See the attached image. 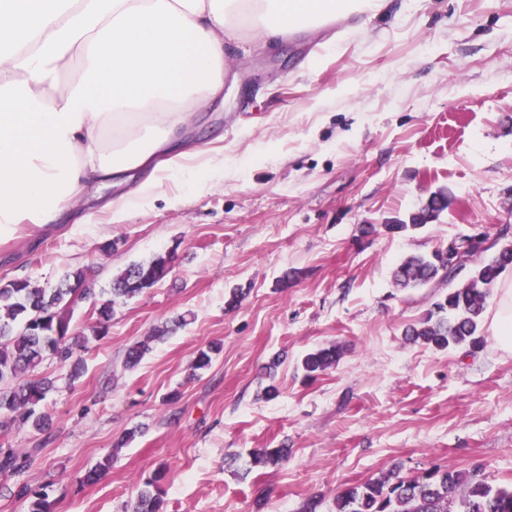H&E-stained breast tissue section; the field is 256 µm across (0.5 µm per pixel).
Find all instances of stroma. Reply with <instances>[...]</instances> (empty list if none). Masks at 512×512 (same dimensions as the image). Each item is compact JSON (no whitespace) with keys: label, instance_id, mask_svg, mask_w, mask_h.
<instances>
[{"label":"stroma","instance_id":"1","mask_svg":"<svg viewBox=\"0 0 512 512\" xmlns=\"http://www.w3.org/2000/svg\"><path fill=\"white\" fill-rule=\"evenodd\" d=\"M202 123L189 136L203 149L206 128L223 133V181L168 183L116 224L83 197L73 222L0 242V281L50 289L81 269L91 288L71 312V335L87 339L79 377L51 358L35 370L55 380L39 407L49 430L0 432V448L35 451L23 473L0 476V512H29L23 484L55 512H127L161 467L167 512H297L315 495L335 512L340 486L435 465L481 464L511 484L512 354L489 335L474 351L407 343L437 291L398 288L392 273L512 227V0H389L362 29L341 20L329 34L228 46L224 105ZM442 188L455 200L436 221L387 231ZM169 251L168 277L115 303L97 336L113 278ZM165 324L166 339L125 367ZM213 341L222 352L192 371ZM332 343L339 363L305 379L302 356ZM278 354L269 398L263 367ZM282 447L278 465H253V449ZM168 332L169 328L167 326L165 328L158 329L154 336H148L146 340L131 346L126 352L125 366L133 368L138 365L144 356L152 349L151 344L163 339Z\"/></svg>","mask_w":512,"mask_h":512}]
</instances>
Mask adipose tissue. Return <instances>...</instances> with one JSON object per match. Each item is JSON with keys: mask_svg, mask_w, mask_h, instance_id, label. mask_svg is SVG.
<instances>
[{"mask_svg": "<svg viewBox=\"0 0 512 512\" xmlns=\"http://www.w3.org/2000/svg\"><path fill=\"white\" fill-rule=\"evenodd\" d=\"M385 0H0V238L144 171L113 220L167 181L224 175L186 129L224 96V45L373 16Z\"/></svg>", "mask_w": 512, "mask_h": 512, "instance_id": "adipose-tissue-1", "label": "adipose tissue"}]
</instances>
